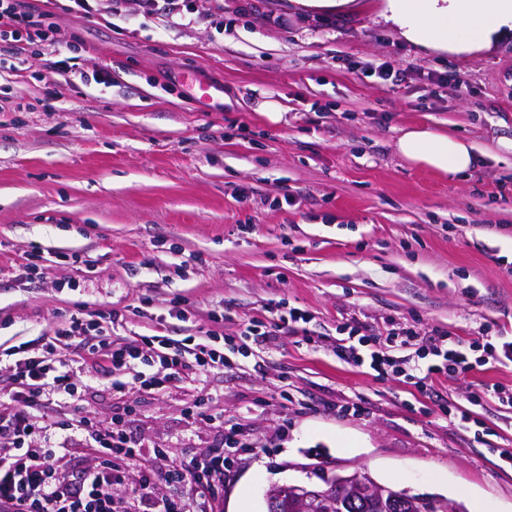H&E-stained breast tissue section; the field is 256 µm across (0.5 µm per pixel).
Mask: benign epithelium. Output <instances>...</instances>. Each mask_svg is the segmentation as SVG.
<instances>
[{"instance_id":"benign-epithelium-1","label":"benign epithelium","mask_w":512,"mask_h":512,"mask_svg":"<svg viewBox=\"0 0 512 512\" xmlns=\"http://www.w3.org/2000/svg\"><path fill=\"white\" fill-rule=\"evenodd\" d=\"M325 487L307 484H282L265 494L266 506L279 505L285 512H309L315 499H326L341 509L358 499H376L388 512H464L459 504L440 496H413L377 482L364 468L325 472Z\"/></svg>"}]
</instances>
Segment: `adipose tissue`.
<instances>
[{"label": "adipose tissue", "mask_w": 512, "mask_h": 512, "mask_svg": "<svg viewBox=\"0 0 512 512\" xmlns=\"http://www.w3.org/2000/svg\"><path fill=\"white\" fill-rule=\"evenodd\" d=\"M380 16L408 42L453 55L490 51L512 32V0H385ZM474 150L427 128L407 129L396 141L406 162L447 175L476 167Z\"/></svg>", "instance_id": "1"}]
</instances>
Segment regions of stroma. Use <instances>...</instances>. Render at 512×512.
I'll list each match as a JSON object with an SVG mask.
<instances>
[{
	"label": "stroma",
	"instance_id": "35a3bbf8",
	"mask_svg": "<svg viewBox=\"0 0 512 512\" xmlns=\"http://www.w3.org/2000/svg\"><path fill=\"white\" fill-rule=\"evenodd\" d=\"M27 2L48 38L0 57V354L109 308L124 315L107 329L116 346L159 331L233 347L223 373L163 390L87 362L79 405L45 398L37 426L60 436L75 412L102 428L123 415L141 444L132 483L141 466L220 447L236 427L244 447L218 512H266L272 485L316 483L317 466L512 512L500 459L512 409L469 402L512 386V363L439 378L431 400L336 355L356 322L512 335V37L478 55L422 49L378 0L344 13L190 0L187 26L137 0H96L86 17L68 0ZM55 41L80 44L72 69L57 65ZM384 62L404 81L375 76ZM100 69L106 83L81 81ZM444 74L466 94L438 85ZM196 78L223 87L219 107L199 102ZM409 127L474 143L476 168L442 176L404 161L395 144ZM32 253L36 275L17 279ZM294 308L307 322L280 325L268 345L245 335ZM443 403L471 423H450ZM215 405L220 428L206 418Z\"/></svg>",
	"mask_w": 512,
	"mask_h": 512
}]
</instances>
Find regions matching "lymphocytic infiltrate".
<instances>
[{"label": "lymphocytic infiltrate", "instance_id": "1", "mask_svg": "<svg viewBox=\"0 0 512 512\" xmlns=\"http://www.w3.org/2000/svg\"><path fill=\"white\" fill-rule=\"evenodd\" d=\"M75 336L86 337L89 355L113 368L140 364L152 367V375L132 378L133 384L151 390L163 389L189 371L221 372L226 363L224 348L212 334L200 340L190 336L180 344L155 334L115 347L107 339L104 326L76 314L59 322L45 345L51 349ZM478 350L486 359L512 363V337L481 336L465 344L437 329L420 332L409 322L384 336L371 333L367 326L355 325L337 355L347 364H365L379 375L408 383L428 397L438 377L473 371L477 364L473 354ZM17 353L13 362L15 388L9 393L16 409L9 417L0 416V512H119L112 488L124 483L125 472L119 462L136 457L137 442L121 429L120 419H113L111 431L103 434L91 418L82 416L73 420L71 430L74 441L92 450L93 462L74 471L64 469L61 462L72 455V441H48L32 447L35 410L49 395H76L81 359L52 360L23 346ZM239 445L236 431L228 430L223 447L164 470L143 472L132 493L152 501L155 512H214V490L223 481L233 462L232 451ZM160 480L189 486L190 493L153 501L154 486Z\"/></svg>", "mask_w": 512, "mask_h": 512}]
</instances>
